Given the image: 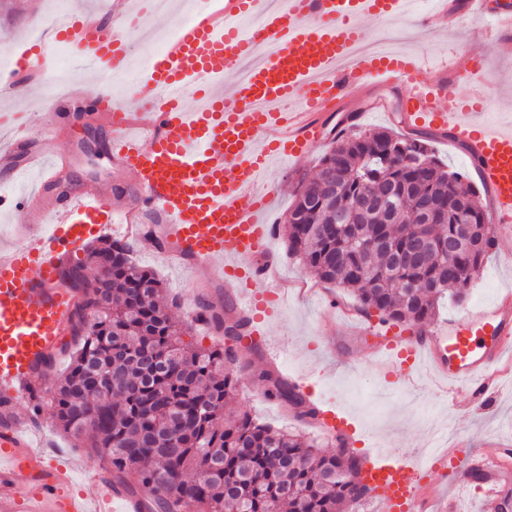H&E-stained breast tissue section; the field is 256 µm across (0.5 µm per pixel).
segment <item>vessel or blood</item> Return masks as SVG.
<instances>
[{
	"mask_svg": "<svg viewBox=\"0 0 512 512\" xmlns=\"http://www.w3.org/2000/svg\"><path fill=\"white\" fill-rule=\"evenodd\" d=\"M408 7L407 0H288L281 8L266 0H206L150 57L139 111L113 98L108 87L91 97L76 86L49 90L39 50L21 53L14 91L38 89L34 105L44 112L76 102L96 113L112 130L114 160L141 190L138 207L124 214L128 236L152 234L158 251L177 267L226 261L229 276L242 285L240 313L254 321L286 299L268 252L276 227L259 219L269 201L261 186L270 161L304 160L324 117L370 89L402 86V126L451 138L475 162L491 194L490 224L512 223V133L448 91L452 82L484 83L478 58L461 53L434 65L423 53L356 50L363 21H389ZM464 13L512 50L507 2L494 9L490 0H430L415 23L445 30ZM136 30L124 10L108 24L89 13L48 25L53 43L111 77L127 72ZM231 72L237 79L226 93L222 85ZM155 208L165 221L145 229L144 214ZM112 219L111 202L85 190L35 214L43 232L0 250V505L6 512H143L141 497L121 493L99 470L87 473L96 496L66 494L70 465L37 448L31 423L15 412L30 397L34 365L57 348L77 303L63 268L85 255L89 239ZM258 280L266 283L265 292L254 290ZM511 351L512 290L506 289L478 311L419 336L390 327L373 359L384 371H398L406 389L417 387L423 360L440 392L481 397L495 390L496 368ZM472 472L481 474L485 495L496 497L501 473L494 447L466 454L448 448L425 468L411 455H374L363 478L381 512H429L437 485L461 482Z\"/></svg>",
	"mask_w": 512,
	"mask_h": 512,
	"instance_id": "obj_1",
	"label": "vessel or blood"
}]
</instances>
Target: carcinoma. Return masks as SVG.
<instances>
[{
    "mask_svg": "<svg viewBox=\"0 0 512 512\" xmlns=\"http://www.w3.org/2000/svg\"><path fill=\"white\" fill-rule=\"evenodd\" d=\"M429 136L402 137L388 130L343 135L323 155L314 177L298 181L288 211V253L321 282L352 291L357 311L380 312L382 326L424 328L445 299L462 300L493 247L481 245L449 259L445 248L461 223L474 237L486 224L479 192L462 183L428 148ZM339 173L327 187L328 167ZM365 195L390 199L384 211L357 209ZM438 211L434 224L417 216L420 201ZM349 213L336 223V209ZM383 238L385 246L373 242ZM427 248L413 264L395 255L419 239ZM134 245L103 237L84 261L63 269L80 293L58 351L44 355L38 375L58 357L68 365L51 397L38 383L31 391L33 413L49 407L60 428L88 447L112 472L121 490L146 499L148 512H350L372 488L359 492L355 479L363 462L345 447L322 450L295 432L260 424L245 413L223 422L226 397L238 377L236 360L221 347L196 348L162 306L163 282L133 259ZM195 321L215 336L251 331L232 309L203 299ZM265 395L281 402L308 426L321 409L288 381L258 374ZM137 485L125 482L129 471Z\"/></svg>",
    "mask_w": 512,
    "mask_h": 512,
    "instance_id": "cac0c4a2",
    "label": "carcinoma"
}]
</instances>
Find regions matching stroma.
Segmentation results:
<instances>
[{
    "label": "stroma",
    "mask_w": 512,
    "mask_h": 512,
    "mask_svg": "<svg viewBox=\"0 0 512 512\" xmlns=\"http://www.w3.org/2000/svg\"><path fill=\"white\" fill-rule=\"evenodd\" d=\"M47 9L48 0H0V51L17 53L31 46L33 32L46 27ZM480 27V21L466 18L442 34L420 29L412 19L399 17L387 23L366 22L364 39L387 48L396 36L401 48L426 53L437 62L460 52L482 57L486 77L483 102L488 107L484 118L503 127L512 120V55L500 53L494 43L482 37ZM41 64L53 76L54 90L62 91L78 83L93 94L102 87L100 78L85 63L59 48H49ZM70 121L81 132L58 139L59 149L69 157L63 175L69 176L74 189L100 192L119 216L134 204L139 190L125 171L112 164L110 131L93 122L86 112L75 113ZM335 124L332 118L325 121L322 138L302 162L290 166L277 160L270 169L267 181L274 193L263 218L278 228L269 246L270 256L285 281L304 284L312 293L302 299L289 295L276 315L257 323L256 347L239 350L238 359L248 364L249 370L238 390L227 399V412L246 411L261 423L291 431L300 429L280 404L266 398L263 385L254 377L256 371L273 369L289 383L305 382L313 391V402L319 403L321 410L336 412L352 423L359 438L354 451L362 457L375 441L397 453L423 452L431 438L424 423L429 415L447 428L450 441L462 442L470 448L484 447L493 437L512 442V374L502 376L496 394L484 401L467 393L445 397L424 382L416 392L405 393L398 389L396 375L376 370L371 361V348L378 342L377 319L359 315L351 323L321 326L322 298L336 296L351 309L356 302L347 290L318 283L312 272L289 255L283 227L297 182L315 173L320 158L331 145ZM87 130L97 137L98 157H88L82 148L81 134ZM509 252L512 253V225L500 229L498 243L467 286L464 301L444 303L436 315L437 321L480 307L494 299L501 289L512 287V262L505 258ZM134 257L140 265L156 272L168 295L177 298V305L171 306L170 311L178 321H185L186 311L195 308L198 299L221 303L237 298V285L227 277L224 261L217 260L194 270L175 268L145 240L136 242ZM357 326L366 330L365 337L358 340L352 337ZM40 420L42 425L36 432L38 444L71 466L72 492L86 491L84 471L96 466V459L89 456L87 448L74 447L50 411H43ZM303 432L319 446H326V435L311 428Z\"/></svg>",
    "instance_id": "1"
}]
</instances>
